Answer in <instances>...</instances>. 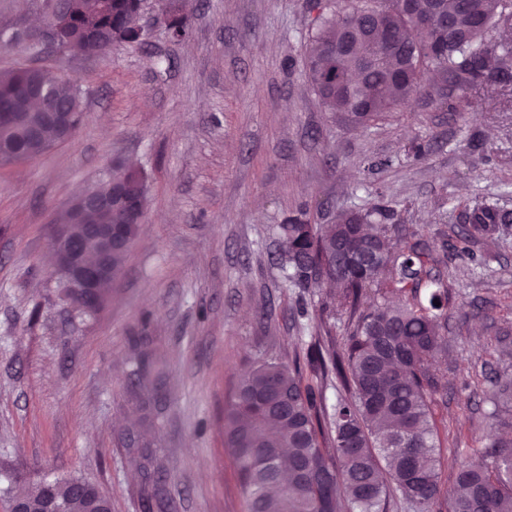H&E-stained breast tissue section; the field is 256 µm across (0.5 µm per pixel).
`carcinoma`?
<instances>
[{
	"label": "carcinoma",
	"instance_id": "cac0c4a2",
	"mask_svg": "<svg viewBox=\"0 0 512 512\" xmlns=\"http://www.w3.org/2000/svg\"><path fill=\"white\" fill-rule=\"evenodd\" d=\"M172 25L189 36L191 22L182 0H166ZM483 25H477L467 0H441L457 30L448 42L440 28H416L401 0L367 4H337L308 0L318 10L305 63L307 82L329 112L368 125L383 113L425 94L419 72L433 69L467 86L512 78V44L483 42L485 34L512 27V0H473ZM68 34L82 37L89 30L112 36V43H143L136 29L134 0H69ZM357 39L376 28H387L402 45L378 59L358 82L347 88L333 83L351 78L364 46L352 54L338 53L341 25ZM51 68L30 65L0 71V112L12 113L13 128L0 132V166L25 160L36 148L27 136L41 131L43 150L58 143L54 128L29 95L30 87L46 79ZM53 94L60 112H71L76 124L83 117L82 91L58 81ZM112 176L123 183L127 197L147 201L143 173L122 162L112 163ZM380 205L349 212L343 224H310L300 216L277 225L285 243L281 255L287 281L296 288L322 283L332 289V312L346 318L342 347L318 337L305 355L263 358L237 378L224 406V448L236 468L238 486L248 512H330L345 499L353 512H386L388 500L399 493L416 512H512V435L489 434L486 465H463L452 486L439 479V427L429 392L439 389L431 364L446 349L441 322L447 295L432 292L427 303L418 287L433 257L408 239L403 229L388 223ZM512 220L498 203L484 201L469 209L468 223L458 241L462 252L474 255L472 242L489 243ZM397 293L399 305L385 301L364 308L369 289ZM317 379L334 376L353 390L354 402L328 410L318 403ZM290 474H283L284 452ZM55 495L70 512H83L84 499L74 493L73 480L54 482Z\"/></svg>",
	"mask_w": 512,
	"mask_h": 512
}]
</instances>
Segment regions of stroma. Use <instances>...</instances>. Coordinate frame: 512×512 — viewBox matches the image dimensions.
<instances>
[{
	"label": "stroma",
	"instance_id": "1",
	"mask_svg": "<svg viewBox=\"0 0 512 512\" xmlns=\"http://www.w3.org/2000/svg\"><path fill=\"white\" fill-rule=\"evenodd\" d=\"M189 13L179 43L156 29L78 58L0 48V70L55 68L85 111L71 139L0 168V503L71 475L112 512H245L224 448L238 375L305 351L320 325L346 335L327 289L285 280L275 227L302 209L327 224L373 205L418 231L448 291L429 401L452 485L460 461H484L490 425L512 418L492 397L512 378V231L480 264L443 250L468 205L512 211V83L439 82L360 127L324 111L303 75L306 0H193ZM112 158L146 174L145 218L87 315L49 279L50 226ZM137 348L165 364L152 425L131 394ZM132 434L162 454L149 500L124 450Z\"/></svg>",
	"mask_w": 512,
	"mask_h": 512
}]
</instances>
